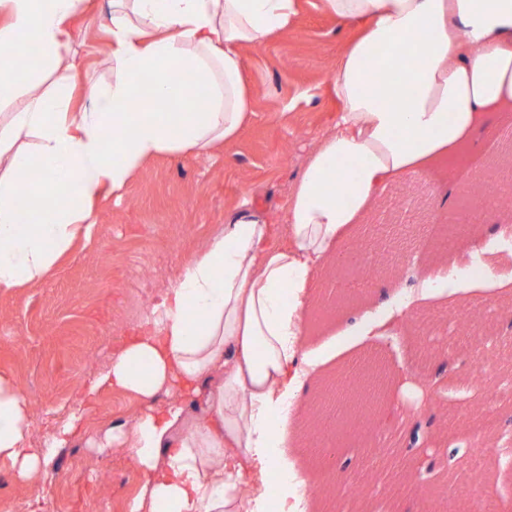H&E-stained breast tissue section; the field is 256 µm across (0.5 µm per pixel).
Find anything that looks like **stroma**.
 Here are the masks:
<instances>
[{
  "label": "stroma",
  "mask_w": 512,
  "mask_h": 512,
  "mask_svg": "<svg viewBox=\"0 0 512 512\" xmlns=\"http://www.w3.org/2000/svg\"><path fill=\"white\" fill-rule=\"evenodd\" d=\"M75 37L90 41L79 56L82 83L110 81L103 33L80 23ZM348 38V31L338 30L321 10L320 0H300L288 29L244 51L254 116L234 144L202 157L163 154L143 164L122 191L104 195L97 223L60 259L52 277L0 291V376L12 379L31 405L30 447H42L46 434L76 409L81 385L138 331L157 294L223 230L225 215L263 209L281 220V207L309 152L334 125L337 102L329 82ZM447 180L448 171L441 168L389 191L391 198L415 202L417 229L405 241L413 255L404 274L410 295L405 335L359 340L332 327L316 329L313 355L321 365L305 384L306 398H314L329 377L364 358L375 360L385 381H392L433 356L420 338V320L467 312L482 302L499 304L495 282L465 288L444 279L425 292L418 286L431 258L457 243L444 235L447 216L418 205L428 188ZM432 397L449 436L466 448L438 475L435 487L454 489L456 474L475 462L500 512H512V460L480 444L485 422L512 406H494L484 396L466 394L455 380L437 383ZM138 409L132 394L100 389L81 432L57 450L51 483L16 484L0 465V504H10V512H124L126 500L139 489L134 462L126 454L99 452L93 442L101 431L128 422Z\"/></svg>",
  "instance_id": "35a3bbf8"
}]
</instances>
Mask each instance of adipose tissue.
Instances as JSON below:
<instances>
[{
  "label": "adipose tissue",
  "mask_w": 512,
  "mask_h": 512,
  "mask_svg": "<svg viewBox=\"0 0 512 512\" xmlns=\"http://www.w3.org/2000/svg\"><path fill=\"white\" fill-rule=\"evenodd\" d=\"M89 0H0V289L48 278L95 222L106 191L122 189L157 155H204L235 142L251 121L244 51L271 41L298 0H112L105 18L112 79L77 103L74 24ZM352 30L330 82L333 129L309 153L282 223L240 213L182 267L136 335L86 383L80 405L107 386L141 402L99 447L128 453L139 490L125 512H303L295 486L307 475L292 450L309 442L297 420L315 370L305 349L322 319L314 290L349 254L352 230L388 187L441 165L458 167L480 138L512 120V0H321ZM37 47L20 68L21 43ZM385 73L374 83L371 65ZM191 82L200 100L187 98ZM41 174L28 191L20 177ZM458 246L434 260L424 287L459 269L500 279L486 261L485 221L466 222ZM406 288L376 275L379 317L368 336L403 331L381 312ZM438 355L432 371L396 376L399 391L455 377ZM166 403H159V396ZM199 403L201 416L184 414ZM31 410L0 376V462L21 484L49 478L57 448L83 415L45 447L27 444Z\"/></svg>",
  "instance_id": "ef3b65f1"
}]
</instances>
